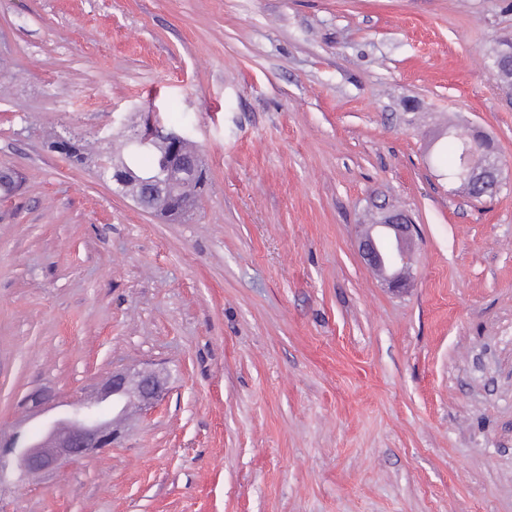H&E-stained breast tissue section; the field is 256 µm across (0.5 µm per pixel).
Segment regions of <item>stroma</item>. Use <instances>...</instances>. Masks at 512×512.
Masks as SVG:
<instances>
[{"label": "stroma", "instance_id": "1", "mask_svg": "<svg viewBox=\"0 0 512 512\" xmlns=\"http://www.w3.org/2000/svg\"><path fill=\"white\" fill-rule=\"evenodd\" d=\"M504 39L512 0H0V426L168 374L118 446L9 464L0 512H512ZM148 111L202 155L189 221L50 147ZM449 126L492 137L496 196L449 181ZM384 204L402 294L358 250ZM379 224H369L360 238L359 248L368 264L384 272L387 288L400 294L408 290V276L413 259L415 224L401 210L388 209L381 213ZM381 237L393 240L390 250L379 245Z\"/></svg>", "mask_w": 512, "mask_h": 512}]
</instances>
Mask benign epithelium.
I'll return each mask as SVG.
<instances>
[{
  "instance_id": "1",
  "label": "benign epithelium",
  "mask_w": 512,
  "mask_h": 512,
  "mask_svg": "<svg viewBox=\"0 0 512 512\" xmlns=\"http://www.w3.org/2000/svg\"><path fill=\"white\" fill-rule=\"evenodd\" d=\"M492 65L499 78L512 72V44L504 43L496 49ZM127 134L138 144H162L168 148L165 176L135 181L121 172V163L115 162L112 181L122 188H130L129 196L138 205L141 200L150 199L155 212H181L185 203L177 191L191 183L200 165L197 156L183 150L189 141L187 135L165 126L153 112L144 114L139 127L127 130ZM458 139L467 156L480 159L475 165L467 163L462 167L457 176L461 188L476 196L481 188L498 191L503 163L491 151L488 141L465 134L458 135ZM414 230L415 224L405 212L388 209L381 213L379 223L367 225L360 238L364 259L384 272L385 284L395 294L408 290ZM166 392V380L154 369H117L91 394L72 402L65 416L49 422L36 441L16 448L14 441L19 439L16 433L6 442L0 440V447L13 454L17 465L29 474L57 471L114 446L123 436L131 413L152 410Z\"/></svg>"
}]
</instances>
